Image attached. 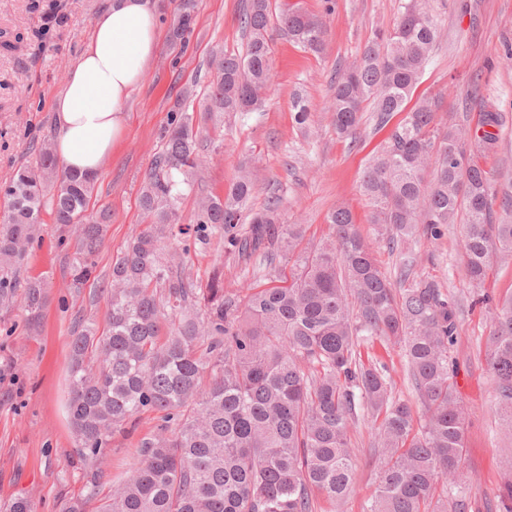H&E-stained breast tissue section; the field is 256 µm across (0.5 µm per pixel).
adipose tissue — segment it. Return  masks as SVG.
I'll return each instance as SVG.
<instances>
[{
    "label": "adipose tissue",
    "mask_w": 512,
    "mask_h": 512,
    "mask_svg": "<svg viewBox=\"0 0 512 512\" xmlns=\"http://www.w3.org/2000/svg\"><path fill=\"white\" fill-rule=\"evenodd\" d=\"M160 36L152 0H111L53 102L63 168L100 173L126 128L125 103L152 64Z\"/></svg>",
    "instance_id": "adipose-tissue-1"
}]
</instances>
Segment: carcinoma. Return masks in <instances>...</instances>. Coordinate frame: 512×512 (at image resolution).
<instances>
[{"label":"carcinoma","mask_w":512,"mask_h":512,"mask_svg":"<svg viewBox=\"0 0 512 512\" xmlns=\"http://www.w3.org/2000/svg\"><path fill=\"white\" fill-rule=\"evenodd\" d=\"M32 7L42 12L33 34L42 46L60 18L49 0ZM193 23V4L180 0L171 43L186 47ZM270 23V0H247L240 18L246 51L215 59L204 111L263 110L272 81ZM279 24L304 51L325 50L323 17L288 8ZM439 37L425 0H406L393 27L374 32L359 58L336 73L327 111L340 136L354 134L367 107L380 126L406 113L363 172L368 223L391 250L435 244L447 225H462L474 302L488 305L482 288L493 261H512V222H493L497 190L490 172L467 158L465 141L489 153L498 135L442 123L437 95L407 107ZM292 107L296 123L308 124L307 98L294 95ZM199 151L184 99L144 178L139 203L148 224L94 289L106 300L107 328L100 333L90 321H75L68 416L87 469L84 494L60 512H86L93 501L96 512H314L317 494L340 504L356 466L349 431L362 412L380 419L378 483L367 512H469L466 496L448 494L466 442V408L448 361L458 339V301L437 281L417 277L412 259L403 260L395 287L345 206L327 215L326 238L302 245V225L280 223L277 201L250 210L257 179L247 166L224 194L202 197L190 223H181L182 186L192 185ZM94 183L60 168L44 145L38 170L21 166L0 185L7 201L0 217L1 316L20 310L30 330L40 327L49 278L22 279L20 272L47 208L54 223L80 225L71 287L90 280L110 219L106 211L87 214ZM215 237L222 250L201 287L183 270L191 248ZM285 246L292 265L281 277L274 262ZM258 251L270 285H250L243 296L224 290V255L246 259ZM492 326L487 365L501 425L512 432V298L495 305ZM373 339L403 350L423 419L393 396L385 365L364 362L361 344ZM144 413L159 415L161 424L138 443L134 474L102 494L112 436Z\"/></svg>","instance_id":"obj_1"}]
</instances>
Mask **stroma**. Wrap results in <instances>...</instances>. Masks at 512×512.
Instances as JSON below:
<instances>
[{
    "instance_id": "stroma-1",
    "label": "stroma",
    "mask_w": 512,
    "mask_h": 512,
    "mask_svg": "<svg viewBox=\"0 0 512 512\" xmlns=\"http://www.w3.org/2000/svg\"><path fill=\"white\" fill-rule=\"evenodd\" d=\"M65 23L38 55L28 46L0 50V184L16 168L37 167L43 144L54 142L52 103L78 56L94 17L109 0H58ZM29 0H0V40L27 35L40 24L29 12ZM245 0H195V24L186 49L162 38L156 59L143 83L126 104L123 139L105 162L89 213L109 210L95 275L109 276L112 259L144 225L139 195L143 179L162 146V136L178 100L191 96L195 114H202L215 73L210 61L240 51L244 39L239 15ZM404 0H271L273 14L294 5L324 14L327 45L321 55L303 51L281 30H274L272 67L275 82L264 111L203 122L211 137L202 148L198 180L180 206L182 223H189L198 195L228 189L242 162L256 170L259 183L252 209L279 202L283 223L302 225L305 241L316 243L328 234L326 216L339 205L348 207L362 234L375 239L368 224L369 205L360 181L371 158L389 135L364 112L353 136H338L326 105L339 68L352 64L375 30L391 28ZM442 39L418 87L422 93H443L439 117L444 122L477 129L483 113L502 116L498 148L477 154L466 143L467 155L477 156L491 172L496 187L512 183V0H429ZM304 94L311 124H296L294 93ZM77 225L54 223L45 215L39 243L25 259L24 275H48L50 300L38 331H29L21 312L0 322V505L17 497L30 499L36 512H59L62 502L82 494L84 464L74 451L67 414L69 341L75 315L92 319L105 330L104 299H93L92 285L71 288L70 253L62 247L75 239ZM461 227L449 225L436 246L418 245L415 272L440 283L450 296L465 299L459 313V333L450 350L457 392L467 415L466 453L461 484L454 493L469 497L476 508L495 499L512 471L503 463L512 435L500 425L495 382L487 369V341L492 312L469 305L468 279L458 241ZM364 357L385 362L394 396L416 401L404 371L401 348L376 340L364 345ZM156 414L141 415L129 432L116 435L106 450L107 478H128L137 462L141 438L155 432ZM377 422L360 416L350 432L357 453L352 490L342 512H366L377 483L373 441Z\"/></svg>"
}]
</instances>
